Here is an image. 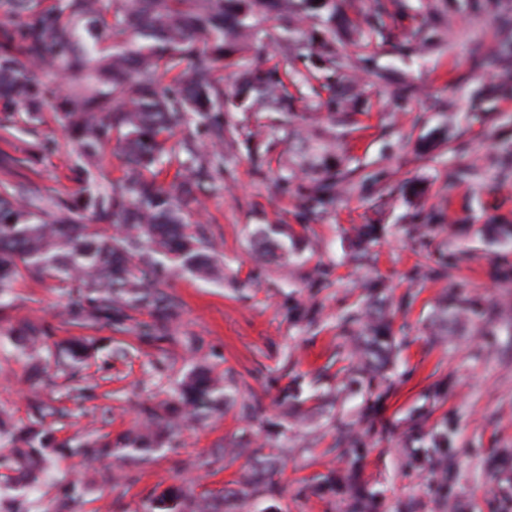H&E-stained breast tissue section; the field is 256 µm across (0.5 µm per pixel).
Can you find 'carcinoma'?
Instances as JSON below:
<instances>
[{"instance_id": "cac0c4a2", "label": "carcinoma", "mask_w": 512, "mask_h": 512, "mask_svg": "<svg viewBox=\"0 0 512 512\" xmlns=\"http://www.w3.org/2000/svg\"><path fill=\"white\" fill-rule=\"evenodd\" d=\"M10 9L0 23V101L24 109L36 119L54 91L38 90L31 66L51 63L75 82L62 115L75 135L79 167L94 166L105 144L121 143L123 177L108 193L90 194L80 204L93 224L71 216H55L48 208L71 211L57 198L40 205L46 194L31 181L0 183V308L11 304L15 282L26 274L67 285L72 306L67 317L78 323L104 322L127 329L132 310H146L152 322L145 338H166L181 305L158 288L170 263L199 277L214 270V243L202 226L185 222L182 203L224 181V76L235 67L246 96L240 106L256 104L268 111L288 107L287 75L273 67L254 70L240 56L242 46L260 41L288 50L294 12L290 0H0ZM306 12L330 10L336 24V0H299ZM315 70L334 72L342 66L332 42L323 40L310 52ZM90 81L94 90L83 84ZM208 137L217 150L202 156L196 138ZM177 165L188 178L170 188L159 181L158 165ZM339 173L325 167L313 177L311 208L336 199ZM121 226V235L106 234L99 225ZM7 336L20 348L49 338L48 328L24 321ZM389 325L373 318L358 333L365 367L375 376L387 359ZM227 400L224 381L210 369L196 367L182 379L173 404L160 413L141 412L153 427L127 436L76 440L59 447L36 421L16 429L0 418V436L9 438L12 453L0 455V468L24 474L34 482L53 456H80L91 462L136 459L160 447L180 422L197 421ZM257 460L258 469L238 488L211 497L197 496L184 484L166 487L152 499L150 512H224L233 499L243 505L258 495L279 494L275 459L260 448L238 447ZM345 489L353 512H369V495L352 471L328 488Z\"/></svg>"}]
</instances>
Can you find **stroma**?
I'll return each instance as SVG.
<instances>
[{"mask_svg":"<svg viewBox=\"0 0 512 512\" xmlns=\"http://www.w3.org/2000/svg\"><path fill=\"white\" fill-rule=\"evenodd\" d=\"M370 0H336L341 20L297 14L296 29L333 34L347 62L332 80L271 46L252 44L253 65L293 72L289 118L277 112L224 115V181L187 218L218 246L223 279L173 275L163 291L181 302L165 340L69 320L66 287L26 275L0 311V326L44 323L48 366L32 363L0 335V411L29 422L34 401L59 443L118 439L143 428V405L170 399L197 365L224 378L229 398L202 422L189 421L173 448L146 460H114L120 484L99 464L55 457L32 487L0 480V512H45L61 482L84 483L83 512H148L156 492L177 481L196 494L235 487L248 456L211 461L232 442L274 449L281 493L253 499L250 512H350L346 495L320 490L329 474L357 463L373 512H512V239L488 232L512 224V0H396L383 34H370ZM339 96L335 110L322 101ZM50 98L41 121L0 104V182L32 179L75 203L88 189L110 191L123 175L105 149L94 179L79 173L76 143ZM37 161L19 168L33 143ZM332 166L346 178L333 205L310 213L311 171ZM417 184L421 196L408 188ZM374 225L355 258L354 230ZM272 232L283 255L263 253ZM383 288L397 350L374 383L358 371L346 314L364 310L371 285ZM475 304L438 335L439 309L455 295ZM85 358L59 367V346L75 338ZM254 407L253 414L242 411ZM447 442L432 444L439 433ZM134 472L128 482L124 473Z\"/></svg>","mask_w":512,"mask_h":512,"instance_id":"stroma-1","label":"stroma"}]
</instances>
